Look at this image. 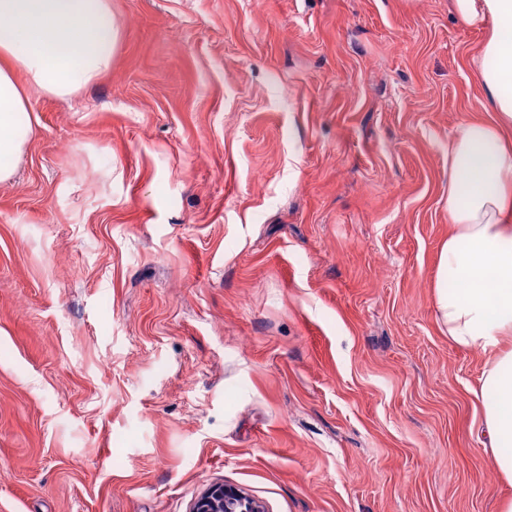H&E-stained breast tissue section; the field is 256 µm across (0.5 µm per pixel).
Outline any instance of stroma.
<instances>
[{"label": "stroma", "mask_w": 512, "mask_h": 512, "mask_svg": "<svg viewBox=\"0 0 512 512\" xmlns=\"http://www.w3.org/2000/svg\"><path fill=\"white\" fill-rule=\"evenodd\" d=\"M0 184V512H498L484 362L434 305L452 0H110ZM192 512H266V509L236 487L213 484L194 502Z\"/></svg>", "instance_id": "35a3bbf8"}]
</instances>
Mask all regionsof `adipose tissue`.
Here are the masks:
<instances>
[{"label": "adipose tissue", "mask_w": 512, "mask_h": 512, "mask_svg": "<svg viewBox=\"0 0 512 512\" xmlns=\"http://www.w3.org/2000/svg\"><path fill=\"white\" fill-rule=\"evenodd\" d=\"M488 29L478 78L494 122L466 120L448 144V239L434 305L454 343L486 357L482 421L489 466L512 484V0H453ZM110 0H0V184L15 175L31 130L27 96L68 99L112 67Z\"/></svg>", "instance_id": "ef3b65f1"}]
</instances>
